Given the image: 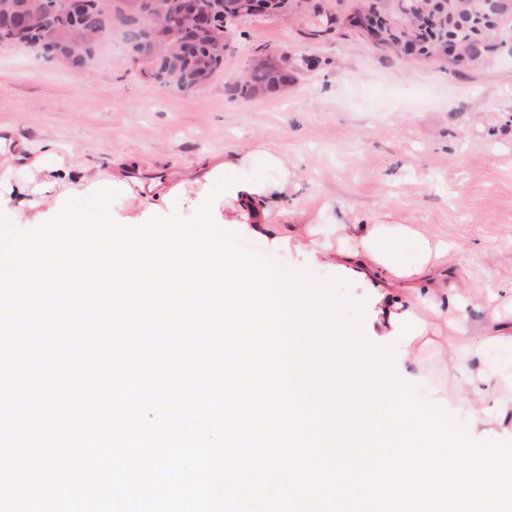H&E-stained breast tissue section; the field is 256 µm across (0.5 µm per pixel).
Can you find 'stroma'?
<instances>
[{
	"label": "stroma",
	"mask_w": 512,
	"mask_h": 512,
	"mask_svg": "<svg viewBox=\"0 0 512 512\" xmlns=\"http://www.w3.org/2000/svg\"><path fill=\"white\" fill-rule=\"evenodd\" d=\"M311 30L308 20L283 14L235 24L223 71L196 96L160 87L121 46L77 73L36 50L2 47L0 136L51 139L80 161L134 157L161 171L264 144L287 156L297 208L327 204L328 224L418 225L447 243L443 264L463 283L491 277L512 285V57L459 70L409 64L347 31ZM259 45L290 51L297 81L274 97L227 94L225 83ZM242 240L282 269L340 275L294 249ZM438 328L407 366L422 378L417 398L439 407L446 396L489 390L500 410L477 428L498 431L512 421V389L490 379L476 357L461 369L445 362L440 350L451 331Z\"/></svg>",
	"instance_id": "1"
}]
</instances>
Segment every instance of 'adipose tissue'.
<instances>
[{"label": "adipose tissue", "instance_id": "ef3b65f1", "mask_svg": "<svg viewBox=\"0 0 512 512\" xmlns=\"http://www.w3.org/2000/svg\"><path fill=\"white\" fill-rule=\"evenodd\" d=\"M265 147L253 146L234 156L213 153L195 166L171 170L148 178L134 176L130 164H81L61 154L57 145L45 141L30 147L13 146L0 138V216L10 223L34 221L55 207L58 195L82 191L101 180L122 181L132 190L125 198L128 217L138 218L149 207L162 204L173 187L181 185L189 201H196L214 168L226 165L253 174L254 162ZM224 221L249 228L258 236L276 242L294 243L310 257H323L351 277L381 285L375 297L383 315L412 313L423 323L443 318L453 325L457 337L450 344L451 359L460 363L471 352L466 345L464 323L471 300H478L485 314L483 326L488 345L512 348V324L499 313L501 299L512 300V289L486 282L476 297L462 295L456 280L442 282L435 273L448 251L447 244L432 239L412 224H321L288 201V179L270 176L263 190L238 191L219 203Z\"/></svg>", "mask_w": 512, "mask_h": 512}]
</instances>
